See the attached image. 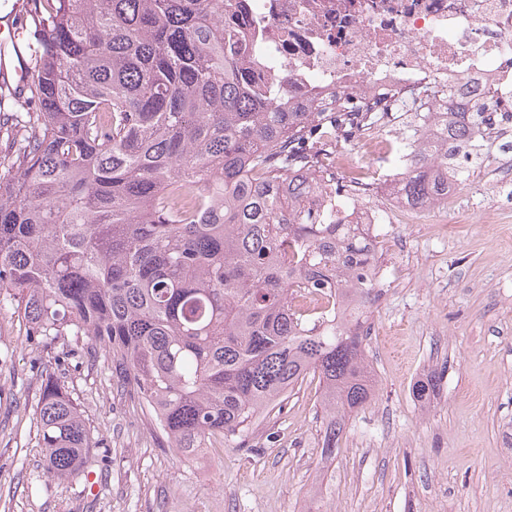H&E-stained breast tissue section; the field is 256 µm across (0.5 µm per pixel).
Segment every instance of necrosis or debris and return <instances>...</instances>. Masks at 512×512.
Segmentation results:
<instances>
[{"label": "necrosis or debris", "instance_id": "1", "mask_svg": "<svg viewBox=\"0 0 512 512\" xmlns=\"http://www.w3.org/2000/svg\"><path fill=\"white\" fill-rule=\"evenodd\" d=\"M224 42L252 87L279 112H320L336 101L435 86L431 132L470 111L483 89L512 103V0H226ZM347 186L306 178L300 208L320 224H364L382 242L394 214L422 205L388 196L370 205V185L346 154L333 157Z\"/></svg>", "mask_w": 512, "mask_h": 512}]
</instances>
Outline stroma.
Here are the masks:
<instances>
[{"mask_svg":"<svg viewBox=\"0 0 512 512\" xmlns=\"http://www.w3.org/2000/svg\"><path fill=\"white\" fill-rule=\"evenodd\" d=\"M378 262L365 346L375 398L332 456L309 376L246 442L216 435L205 465L179 461L101 346L28 337L0 309V512H512V165L470 167L427 222L391 225ZM435 371L438 394L415 401L412 385ZM49 376L83 415L94 478L45 469Z\"/></svg>","mask_w":512,"mask_h":512,"instance_id":"obj_1","label":"stroma"}]
</instances>
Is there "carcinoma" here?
Instances as JSON below:
<instances>
[{
	"mask_svg": "<svg viewBox=\"0 0 512 512\" xmlns=\"http://www.w3.org/2000/svg\"><path fill=\"white\" fill-rule=\"evenodd\" d=\"M30 96L0 113V308L38 336H89L180 457L216 432L244 439L305 377L322 384V452L369 404L365 360L379 284L362 270L375 245L356 224L291 216L284 184L301 169L331 178L332 146L379 119L423 137L439 90L276 112L224 52V0H28ZM488 89L457 113L448 142L424 150L393 191L448 198V161L495 130ZM338 295L349 313L326 308ZM440 385L417 380L420 402ZM39 425L47 472L96 461L81 412L45 379Z\"/></svg>",
	"mask_w": 512,
	"mask_h": 512,
	"instance_id": "cac0c4a2",
	"label": "carcinoma"
}]
</instances>
